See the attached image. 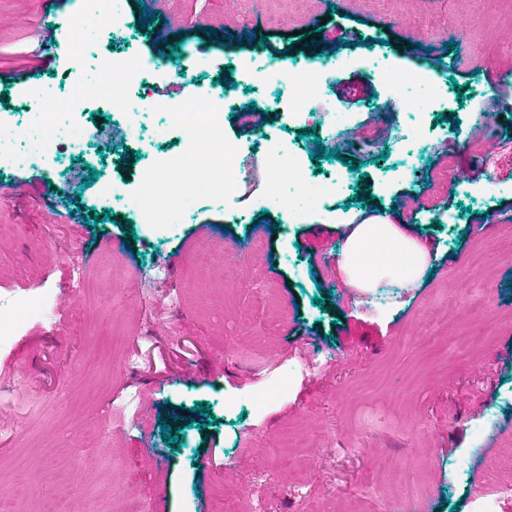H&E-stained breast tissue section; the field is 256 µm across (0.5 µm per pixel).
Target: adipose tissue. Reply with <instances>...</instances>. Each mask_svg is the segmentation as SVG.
Returning <instances> with one entry per match:
<instances>
[{"mask_svg": "<svg viewBox=\"0 0 512 512\" xmlns=\"http://www.w3.org/2000/svg\"><path fill=\"white\" fill-rule=\"evenodd\" d=\"M429 266L427 248L382 215L350 225L338 255L347 284L363 292L374 291L386 280L416 287Z\"/></svg>", "mask_w": 512, "mask_h": 512, "instance_id": "1", "label": "adipose tissue"}]
</instances>
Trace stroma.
Instances as JSON below:
<instances>
[{"label":"stroma","instance_id":"obj_1","mask_svg":"<svg viewBox=\"0 0 512 512\" xmlns=\"http://www.w3.org/2000/svg\"><path fill=\"white\" fill-rule=\"evenodd\" d=\"M118 6L122 38L87 23L80 72L92 76L101 56L135 57L160 73L131 81L132 95L170 106L230 78L224 137L240 148L242 177L233 199L205 187L170 223H144L139 180L181 151V135L158 141L163 113L131 119L102 101L62 120L80 148L27 165L0 156V320L12 298H50L0 342V512H43L55 492L75 512H121L131 494L144 512H214L224 496L242 512H331L342 501L360 512H512V488L486 483L512 448V0H151L147 26L138 0ZM84 18L83 0L51 10L0 0L1 127L32 121L43 87L70 86L69 23ZM48 21L55 60L19 79ZM352 29L360 44L340 48ZM266 42L285 71L331 48L336 68L302 104L309 124L288 86L262 73L244 81ZM391 70L427 78L403 99ZM344 82L366 97L340 96ZM252 101L264 129L304 159L303 180L274 195L270 158L243 124ZM345 131L357 141L340 159H311L315 142ZM345 160L352 177L327 194ZM54 196L79 223L57 216ZM366 205L414 230L432 254L428 283L371 294L324 267L344 220ZM203 224L221 226L223 259L196 241ZM462 331L484 339L469 364L450 341ZM173 423L169 444L161 429Z\"/></svg>","mask_w":512,"mask_h":512}]
</instances>
